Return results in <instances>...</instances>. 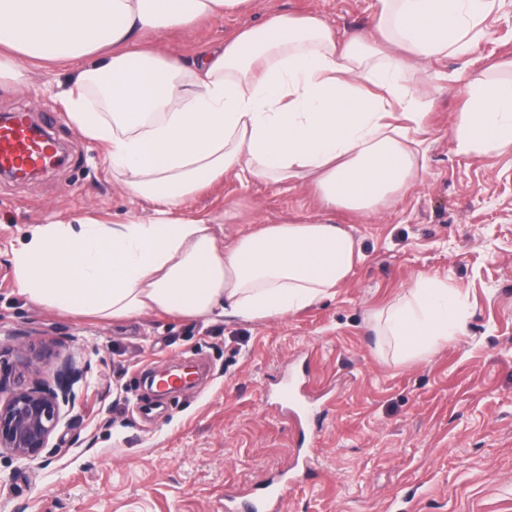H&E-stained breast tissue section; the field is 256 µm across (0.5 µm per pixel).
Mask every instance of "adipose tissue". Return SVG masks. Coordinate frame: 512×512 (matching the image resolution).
<instances>
[{
  "instance_id": "1",
  "label": "adipose tissue",
  "mask_w": 512,
  "mask_h": 512,
  "mask_svg": "<svg viewBox=\"0 0 512 512\" xmlns=\"http://www.w3.org/2000/svg\"><path fill=\"white\" fill-rule=\"evenodd\" d=\"M497 0H379L371 28L345 41L321 16L267 13L198 51L192 63L150 35L232 17L254 0H0V84L26 85L31 62L91 57L59 95L72 124L102 144L116 184L153 202L151 216L89 215L34 225L12 251L29 302L72 317L120 321L278 319L329 296L356 253L336 211L377 212L418 181L427 109L404 83L406 57H463L484 38ZM453 127L464 156L512 152V79L476 81ZM307 183L323 210L221 245L186 218L189 196L224 178ZM447 281L422 275L380 317L397 355L458 335Z\"/></svg>"
}]
</instances>
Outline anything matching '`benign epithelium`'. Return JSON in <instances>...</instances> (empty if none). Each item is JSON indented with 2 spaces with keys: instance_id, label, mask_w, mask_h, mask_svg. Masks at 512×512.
I'll return each instance as SVG.
<instances>
[{
  "instance_id": "benign-epithelium-1",
  "label": "benign epithelium",
  "mask_w": 512,
  "mask_h": 512,
  "mask_svg": "<svg viewBox=\"0 0 512 512\" xmlns=\"http://www.w3.org/2000/svg\"><path fill=\"white\" fill-rule=\"evenodd\" d=\"M10 360L0 350V454L29 463L40 457L61 423L63 407L76 401L74 385L86 382L87 369H78L72 359L58 362L54 382L32 380L37 362L46 357L22 347L9 351ZM160 391L186 390L194 386V366L170 365L157 372Z\"/></svg>"
}]
</instances>
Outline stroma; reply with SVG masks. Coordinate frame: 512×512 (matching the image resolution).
Masks as SVG:
<instances>
[{
	"label": "stroma",
	"mask_w": 512,
	"mask_h": 512,
	"mask_svg": "<svg viewBox=\"0 0 512 512\" xmlns=\"http://www.w3.org/2000/svg\"><path fill=\"white\" fill-rule=\"evenodd\" d=\"M375 0H257L252 12L160 36L192 62L227 30L266 10L323 16L344 38L367 27ZM486 38L465 57L414 60L405 82L427 105L418 138L421 181L370 215L336 221L357 244L333 296L274 321L203 322L144 315L120 323L75 319L28 303L11 251L54 215L105 222L153 205L121 191L103 148L69 121L54 93L69 66L33 69L26 88L0 87V113L49 121L65 164L31 180L0 178V344L50 345L87 366V388L29 464L0 455V512H235L315 449L305 479L280 512H512V154L457 153V80L512 78V0L486 18ZM237 205L222 244L251 224L301 221L317 203L304 184L225 179L188 197L187 217ZM445 279L462 336L424 357L394 358L374 316L419 275ZM172 362L202 365L204 380L151 406L144 378ZM319 399L295 422L278 405L285 381Z\"/></svg>",
	"instance_id": "35a3bbf8"
}]
</instances>
